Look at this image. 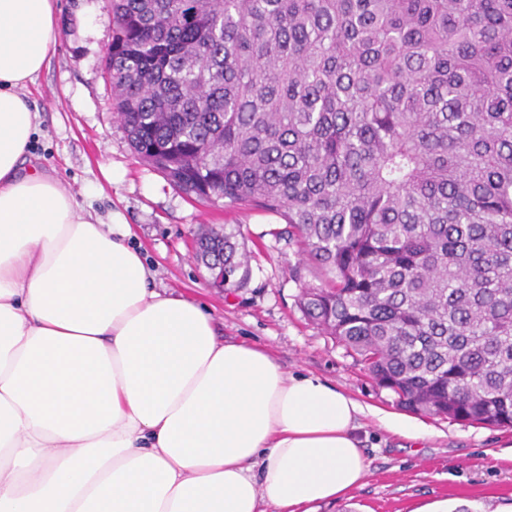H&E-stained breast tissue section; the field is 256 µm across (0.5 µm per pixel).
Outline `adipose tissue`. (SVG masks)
<instances>
[{"label":"adipose tissue","instance_id":"1","mask_svg":"<svg viewBox=\"0 0 512 512\" xmlns=\"http://www.w3.org/2000/svg\"><path fill=\"white\" fill-rule=\"evenodd\" d=\"M54 0H0V512H316L365 409L157 290L129 225L33 164Z\"/></svg>","mask_w":512,"mask_h":512}]
</instances>
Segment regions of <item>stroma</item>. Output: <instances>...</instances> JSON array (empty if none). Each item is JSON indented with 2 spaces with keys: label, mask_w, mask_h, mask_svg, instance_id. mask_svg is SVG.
<instances>
[{
  "label": "stroma",
  "mask_w": 512,
  "mask_h": 512,
  "mask_svg": "<svg viewBox=\"0 0 512 512\" xmlns=\"http://www.w3.org/2000/svg\"><path fill=\"white\" fill-rule=\"evenodd\" d=\"M107 0H56L58 43L25 94L41 115L31 153L103 223L120 219L129 243L154 271L159 290L196 301L228 341L269 348L289 373L320 376L369 406L357 431L368 463L362 488L318 512H412L447 500L450 512H496L512 501V429L423 417L401 408L363 366L302 313L289 274L297 249L274 237L276 214L206 203L180 193L131 150L113 110L103 57L112 40ZM239 225L251 252L246 287H212L196 258L201 233ZM423 421L432 436L414 443L381 423L377 412Z\"/></svg>",
  "instance_id": "obj_1"
}]
</instances>
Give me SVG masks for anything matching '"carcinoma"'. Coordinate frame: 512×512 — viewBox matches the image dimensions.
<instances>
[{
  "mask_svg": "<svg viewBox=\"0 0 512 512\" xmlns=\"http://www.w3.org/2000/svg\"><path fill=\"white\" fill-rule=\"evenodd\" d=\"M129 144L272 212L304 315L414 414L512 428V0H109ZM230 225L196 254L250 279ZM312 274L318 283L306 281Z\"/></svg>",
  "mask_w": 512,
  "mask_h": 512,
  "instance_id": "carcinoma-1",
  "label": "carcinoma"
}]
</instances>
